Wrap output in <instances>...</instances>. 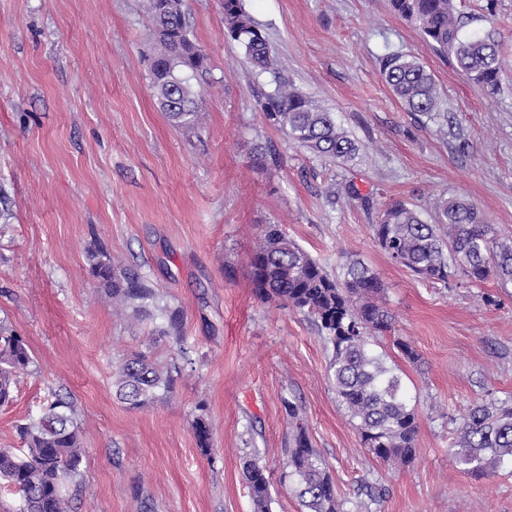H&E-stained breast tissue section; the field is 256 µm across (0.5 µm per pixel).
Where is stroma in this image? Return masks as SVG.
<instances>
[{"mask_svg": "<svg viewBox=\"0 0 512 512\" xmlns=\"http://www.w3.org/2000/svg\"><path fill=\"white\" fill-rule=\"evenodd\" d=\"M185 3L210 62L192 129L174 126L150 90L153 27L141 0H0V326L34 358L0 406V448L21 450L17 425L61 395L77 408L84 448L67 484L73 512H254L242 471L250 447L270 475L271 512H303L279 481L282 401L294 398L347 512L370 490L381 496L372 512H512L511 462L475 478L450 455L473 403L512 397V284L419 280L371 229L392 200L423 207L462 194L512 236V0H458L469 30L500 47L494 94L387 0H243L294 88L363 146L346 167L269 123L272 87L225 40L224 0ZM391 52L434 75L438 116L406 112L392 94L380 69ZM268 224L329 273L353 254L379 272L395 333L421 356L413 365L380 343L417 405L411 464L368 456L318 328L257 295L250 257ZM95 249L145 276L158 310L140 321L113 314L91 274ZM163 306L182 310V342L161 334ZM137 352L174 387L132 408L114 381Z\"/></svg>", "mask_w": 512, "mask_h": 512, "instance_id": "1", "label": "stroma"}]
</instances>
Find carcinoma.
<instances>
[{
	"mask_svg": "<svg viewBox=\"0 0 512 512\" xmlns=\"http://www.w3.org/2000/svg\"><path fill=\"white\" fill-rule=\"evenodd\" d=\"M156 35L150 81L161 111L178 127L198 123L197 82L207 57L191 38L184 0H145ZM391 9L415 23L424 40L447 54L457 69L484 91L498 88L502 57L488 35L464 31L455 0H390ZM224 38L238 43L245 59L271 75L273 93L262 103L270 124L300 148L335 163L354 161L358 142L336 124L331 113L294 87L271 54L268 39L246 13L242 0H224ZM382 76L393 95L414 114L441 111L433 74L414 56L389 53L381 60ZM374 238L395 264L423 281L448 282L459 277L472 285L495 279L512 284V238H500L480 209L463 196L440 195L422 209L395 200L372 225ZM91 272L100 287L112 292V304L137 317L150 314L155 292L138 273L114 268L91 253ZM251 265L253 284L264 300H277L310 318L332 348L329 370L337 398L353 421L361 444L378 462L406 464L415 456L418 413L398 369L375 351L378 339L392 332L393 319L379 296V273L359 258L342 265L338 277L328 274L278 224L265 227ZM161 333L181 339L178 309H162ZM34 358L25 339L0 327V405L13 400L19 377L31 372ZM117 394L132 408L144 406L171 389V379L135 354L116 373ZM288 417V443L282 449L289 484L309 512H344L326 463L313 448L301 407L282 399ZM199 448L208 452L210 427L204 417L193 422ZM20 452L0 448V487L19 494L23 512H72L63 479L79 473L83 449L74 404L55 398L39 417L19 427ZM452 456L471 476H487L512 460V398L492 400L469 409ZM243 474L252 489L255 512H270V482L257 453L243 457Z\"/></svg>",
	"mask_w": 512,
	"mask_h": 512,
	"instance_id": "carcinoma-1",
	"label": "carcinoma"
}]
</instances>
